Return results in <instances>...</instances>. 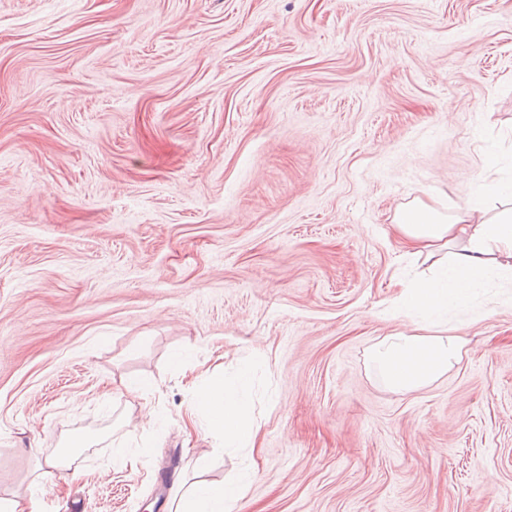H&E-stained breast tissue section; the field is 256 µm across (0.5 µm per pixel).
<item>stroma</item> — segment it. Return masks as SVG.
<instances>
[{
  "mask_svg": "<svg viewBox=\"0 0 512 512\" xmlns=\"http://www.w3.org/2000/svg\"><path fill=\"white\" fill-rule=\"evenodd\" d=\"M510 177L512 0H0V498L512 512V287L429 385L369 359L430 266L398 210ZM244 366L227 448L187 410ZM239 492L240 487L224 484L194 488L181 498L176 512H231Z\"/></svg>",
  "mask_w": 512,
  "mask_h": 512,
  "instance_id": "obj_1",
  "label": "stroma"
}]
</instances>
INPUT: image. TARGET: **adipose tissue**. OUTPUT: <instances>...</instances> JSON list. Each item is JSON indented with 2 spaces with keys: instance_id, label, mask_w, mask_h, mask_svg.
Here are the masks:
<instances>
[{
  "instance_id": "adipose-tissue-1",
  "label": "adipose tissue",
  "mask_w": 512,
  "mask_h": 512,
  "mask_svg": "<svg viewBox=\"0 0 512 512\" xmlns=\"http://www.w3.org/2000/svg\"><path fill=\"white\" fill-rule=\"evenodd\" d=\"M399 242L412 256L433 258L434 273L405 290L400 312L437 315L467 301L472 288L491 276L512 279V183L480 185L475 198L458 213L445 216L426 204L401 210L395 218ZM463 344L455 336H437L431 325L386 336L370 359L393 388L418 389L437 380L457 362ZM247 373L199 392L191 408L221 433L225 445L245 448L256 430L246 411ZM240 489L209 485L188 491L177 512H226Z\"/></svg>"
}]
</instances>
